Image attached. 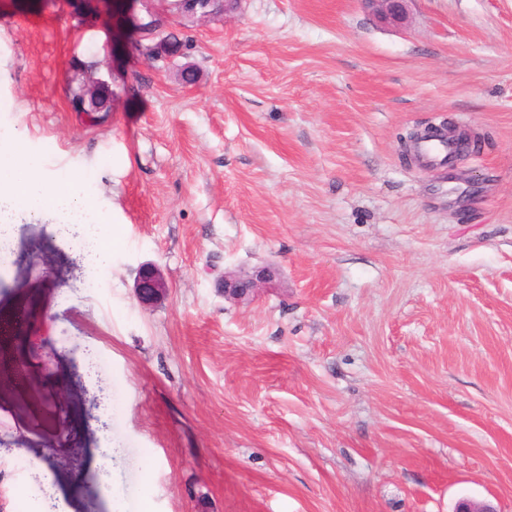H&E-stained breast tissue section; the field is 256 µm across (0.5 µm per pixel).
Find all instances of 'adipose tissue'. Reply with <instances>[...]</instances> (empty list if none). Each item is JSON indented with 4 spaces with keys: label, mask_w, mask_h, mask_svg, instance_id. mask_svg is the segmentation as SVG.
<instances>
[{
    "label": "adipose tissue",
    "mask_w": 512,
    "mask_h": 512,
    "mask_svg": "<svg viewBox=\"0 0 512 512\" xmlns=\"http://www.w3.org/2000/svg\"><path fill=\"white\" fill-rule=\"evenodd\" d=\"M93 176L87 172L58 175L43 158L26 150L21 135L0 138V228L10 229L19 214L54 219L79 232L93 265L107 267L112 234L93 203Z\"/></svg>",
    "instance_id": "obj_1"
}]
</instances>
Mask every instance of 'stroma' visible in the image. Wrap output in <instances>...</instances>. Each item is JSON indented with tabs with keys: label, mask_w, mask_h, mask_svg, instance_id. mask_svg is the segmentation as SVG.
Instances as JSON below:
<instances>
[{
	"label": "stroma",
	"mask_w": 512,
	"mask_h": 512,
	"mask_svg": "<svg viewBox=\"0 0 512 512\" xmlns=\"http://www.w3.org/2000/svg\"><path fill=\"white\" fill-rule=\"evenodd\" d=\"M0 0V132L92 169L98 269L21 218L0 325L30 300L28 373L0 387V512H512V0H243L138 56V0ZM98 63L112 109L71 106ZM452 122L479 152L419 164ZM168 296L144 309L139 267ZM279 284L225 300V270ZM105 357L104 366L92 364ZM82 408L34 420L31 379ZM407 0H360L363 8L381 23L402 27L408 21Z\"/></svg>",
	"instance_id": "35a3bbf8"
}]
</instances>
